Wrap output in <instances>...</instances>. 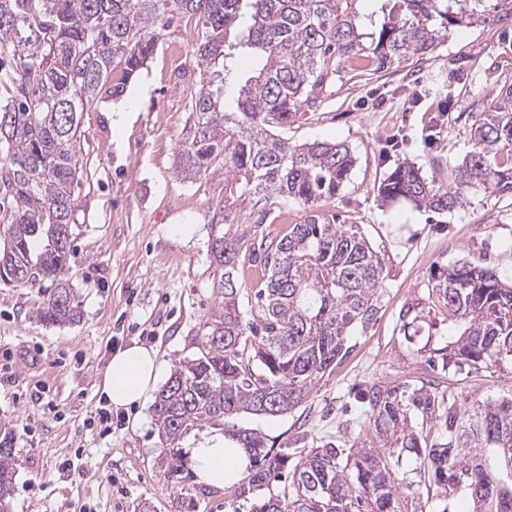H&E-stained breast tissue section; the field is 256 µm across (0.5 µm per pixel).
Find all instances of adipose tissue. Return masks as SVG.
<instances>
[{
  "mask_svg": "<svg viewBox=\"0 0 512 512\" xmlns=\"http://www.w3.org/2000/svg\"><path fill=\"white\" fill-rule=\"evenodd\" d=\"M161 375L157 354L151 348L132 344L115 351L103 375V391L114 408L144 403ZM196 483L220 489L239 481L249 463L246 449L232 439L216 434L190 451Z\"/></svg>",
  "mask_w": 512,
  "mask_h": 512,
  "instance_id": "ef3b65f1",
  "label": "adipose tissue"
}]
</instances>
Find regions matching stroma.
I'll use <instances>...</instances> for the list:
<instances>
[{
	"instance_id": "35a3bbf8",
	"label": "stroma",
	"mask_w": 512,
	"mask_h": 512,
	"mask_svg": "<svg viewBox=\"0 0 512 512\" xmlns=\"http://www.w3.org/2000/svg\"><path fill=\"white\" fill-rule=\"evenodd\" d=\"M189 28L173 25L131 83L124 113L97 102L81 115L83 175L79 229L72 243V288L80 317L42 323L41 293L0 283V440L14 450L10 512H252L287 495L292 469L238 497L193 479L174 485L157 465L162 448L153 405L111 410L102 390L116 349L152 347L170 376L199 353V329L217 309L208 217L224 196L221 175L186 181L175 152L189 121L188 89L200 66ZM512 85V16L490 10L485 23L455 29L432 58L373 75L345 70L331 95L299 112L278 133L289 142L338 141L356 163L321 211L356 225L383 263L374 315L349 332V352L301 406L268 417L244 414L236 428L261 433L291 462L327 443L376 447L361 402L375 384L416 376L432 350L454 335L435 286L448 268L471 264L512 280V198L484 189L465 208L437 212L387 203L377 188L406 161L438 186L471 149V112ZM414 308L422 330L404 331ZM112 412L103 431L98 413ZM28 436H20V422ZM414 456L396 471L399 512H441Z\"/></svg>"
}]
</instances>
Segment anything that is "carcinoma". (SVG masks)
<instances>
[{
    "instance_id": "1",
    "label": "carcinoma",
    "mask_w": 512,
    "mask_h": 512,
    "mask_svg": "<svg viewBox=\"0 0 512 512\" xmlns=\"http://www.w3.org/2000/svg\"><path fill=\"white\" fill-rule=\"evenodd\" d=\"M0 0V282L44 289L47 325L79 318L70 252L79 224L77 135L85 107L120 100L175 19L193 24V53L221 66L187 95L189 124L177 151L183 179L224 174V199L209 223L220 310L200 330V356L177 365L154 403L160 464L184 470L179 441L205 424L251 449L239 495L278 474L288 456L257 432L237 431L241 413L275 417L299 407L347 353L348 332L373 314L379 256L353 224H333L318 203L336 197L354 155L343 142L293 145L268 130L331 94L347 67L383 72L432 56L451 26L478 23L487 0ZM257 58L243 79L237 57ZM240 84L232 107L224 85ZM472 150L456 187L441 191L400 163L379 193L435 211L462 209L468 190L512 196V86L473 113ZM293 200L301 224L277 238L264 224ZM256 214L240 224L237 214ZM263 257L255 291L259 323L243 324L241 254ZM456 341L428 366L469 374L512 365V287L491 270L454 266L436 284ZM422 377L372 387L366 396L384 452L314 448L294 465L291 492L255 512H398L396 468L416 456L423 482L458 494L471 512H512V398L462 408L463 392ZM443 413L448 440L433 443L412 419ZM13 451L0 442V512H8Z\"/></svg>"
}]
</instances>
